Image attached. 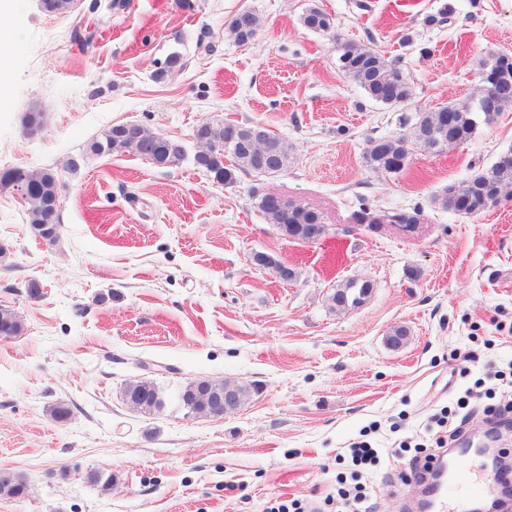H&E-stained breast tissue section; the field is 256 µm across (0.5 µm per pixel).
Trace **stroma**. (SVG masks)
<instances>
[{"label": "stroma", "instance_id": "obj_1", "mask_svg": "<svg viewBox=\"0 0 512 512\" xmlns=\"http://www.w3.org/2000/svg\"><path fill=\"white\" fill-rule=\"evenodd\" d=\"M443 2L75 0L52 14L13 0L0 20L14 33L0 172L58 170L61 228L54 243L36 237L23 199L0 185V307L24 326L0 337V469L28 486L0 497V512H265L285 500L310 512L340 487L403 512L415 492L397 477L410 458L401 442L432 444L442 410L470 388L467 429L485 428L481 394L512 371V197L476 217L434 199L512 149V108L446 153H414L400 174L363 160L369 139L410 134L401 114L468 99L479 57L512 54V0H451L452 20L425 26ZM313 4L334 35L304 27ZM246 10L258 28L241 44L229 23ZM340 38L398 62L414 92L405 108L339 70ZM175 53L182 66L167 70ZM206 121L263 126L288 145L287 170L216 182L191 160ZM126 123L181 143L188 160L92 153ZM266 193L320 211L328 238L282 236L256 208ZM363 208L418 210V229L357 228ZM255 252L294 280L251 265ZM31 279L42 298H28ZM349 279L370 281V296L332 308ZM398 327L408 335L395 348ZM198 378L251 397L220 418L191 415L175 394ZM146 379L162 410L127 404L125 387ZM57 402L68 422L51 418ZM363 439L377 455L357 465L350 447ZM94 471L116 475L111 490Z\"/></svg>", "mask_w": 512, "mask_h": 512}]
</instances>
